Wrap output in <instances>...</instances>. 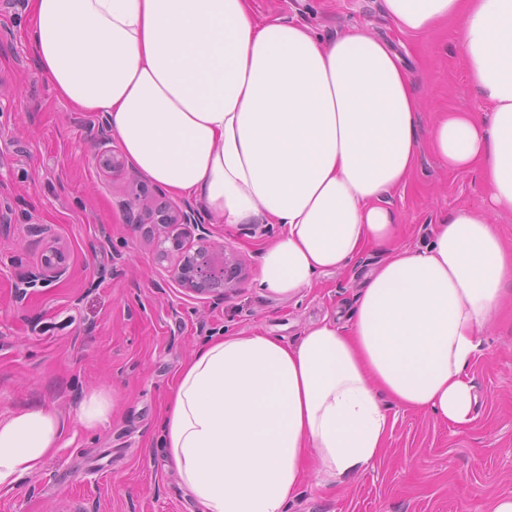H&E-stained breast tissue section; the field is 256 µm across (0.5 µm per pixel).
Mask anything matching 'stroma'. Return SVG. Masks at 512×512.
I'll return each mask as SVG.
<instances>
[{
    "mask_svg": "<svg viewBox=\"0 0 512 512\" xmlns=\"http://www.w3.org/2000/svg\"><path fill=\"white\" fill-rule=\"evenodd\" d=\"M258 19L280 18L323 38L354 25L388 39L414 78L423 105L419 131L448 110L483 111L452 42L458 23L429 35L395 32L383 0H253ZM28 0H0V417L30 406L66 421L65 447L12 491L0 512H199L161 439V417L182 364L215 337L264 333L288 344L335 316L349 318L363 275L382 260L364 250L357 270H330L285 298L257 288L263 249L276 224H215L210 240L239 259L245 276L222 302L187 293L156 257V240L125 224L128 174L98 165L96 112L61 102L39 73L29 40ZM480 171L452 173L422 149L407 183L391 197L401 242L426 243L430 228L461 208L479 207ZM50 225L70 275L37 285L24 299L16 283L43 254ZM477 405L464 428L393 401L385 450L343 484L304 479L285 512H489L512 497V308L482 336L467 371ZM112 400L108 421L76 419L93 392Z\"/></svg>",
    "mask_w": 512,
    "mask_h": 512,
    "instance_id": "35a3bbf8",
    "label": "stroma"
}]
</instances>
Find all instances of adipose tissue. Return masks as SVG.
Instances as JSON below:
<instances>
[{"instance_id":"obj_1","label":"adipose tissue","mask_w":512,"mask_h":512,"mask_svg":"<svg viewBox=\"0 0 512 512\" xmlns=\"http://www.w3.org/2000/svg\"><path fill=\"white\" fill-rule=\"evenodd\" d=\"M383 2L406 35L462 19L467 78L489 106L433 120L431 153L480 170L490 193L414 248L388 198L419 159L420 103L388 41L261 23L251 0H29L39 72L59 100L106 117L140 175L202 200L215 222L282 226L260 288L291 297L366 246L385 254L348 323L293 346L223 337L181 368L162 444L201 512H284L308 463L322 486L367 467L393 427L381 396L473 419L467 370L512 297V250L490 222L512 212V0ZM65 427L44 406L0 418V490L62 447Z\"/></svg>"}]
</instances>
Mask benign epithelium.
Instances as JSON below:
<instances>
[{"label": "benign epithelium", "mask_w": 512, "mask_h": 512, "mask_svg": "<svg viewBox=\"0 0 512 512\" xmlns=\"http://www.w3.org/2000/svg\"><path fill=\"white\" fill-rule=\"evenodd\" d=\"M125 219L127 223L139 226L148 222L182 226L179 234L158 238L157 246L160 258L177 256L172 277L185 291L222 301L241 281V269L235 257L210 244V225L192 204L184 202L172 206L135 187L125 203ZM67 273L62 249L51 243L40 262L22 278L21 284L29 287L40 282L58 281Z\"/></svg>", "instance_id": "7a95c632"}]
</instances>
